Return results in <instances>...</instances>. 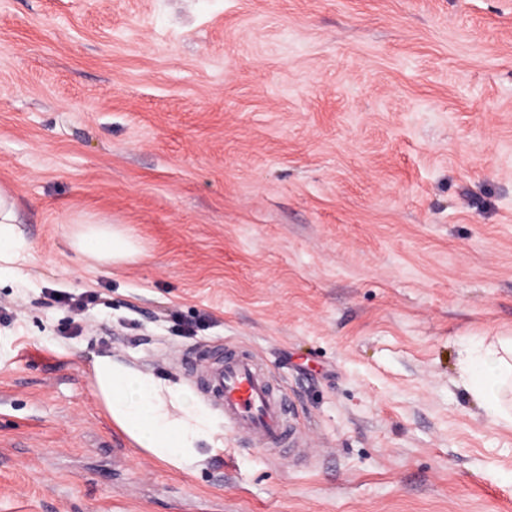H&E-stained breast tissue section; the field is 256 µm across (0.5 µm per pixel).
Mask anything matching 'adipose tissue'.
Returning <instances> with one entry per match:
<instances>
[{
  "mask_svg": "<svg viewBox=\"0 0 512 512\" xmlns=\"http://www.w3.org/2000/svg\"><path fill=\"white\" fill-rule=\"evenodd\" d=\"M21 221L15 193L0 186V268H11L20 258ZM69 239L77 253L104 267L145 255L127 230L103 220L74 224ZM465 374L487 415L496 424L512 428V345L468 356ZM91 376L107 417L134 447L184 470L203 461V449L223 447V430L189 390L109 355L95 358Z\"/></svg>",
  "mask_w": 512,
  "mask_h": 512,
  "instance_id": "obj_1",
  "label": "adipose tissue"
}]
</instances>
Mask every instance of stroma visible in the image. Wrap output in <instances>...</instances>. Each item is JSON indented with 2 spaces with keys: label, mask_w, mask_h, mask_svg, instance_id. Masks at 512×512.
<instances>
[{
  "label": "stroma",
  "mask_w": 512,
  "mask_h": 512,
  "mask_svg": "<svg viewBox=\"0 0 512 512\" xmlns=\"http://www.w3.org/2000/svg\"><path fill=\"white\" fill-rule=\"evenodd\" d=\"M0 184V512H512L463 363L512 340V0H0ZM87 217L146 258L78 254ZM228 345L299 452L186 471L99 404L109 354L222 422ZM22 222L15 193L0 186V275L2 267L11 269L20 258L21 234L17 224Z\"/></svg>",
  "instance_id": "stroma-1"
}]
</instances>
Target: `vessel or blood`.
I'll list each match as a JSON object with an SVG mask.
<instances>
[{
	"mask_svg": "<svg viewBox=\"0 0 512 512\" xmlns=\"http://www.w3.org/2000/svg\"><path fill=\"white\" fill-rule=\"evenodd\" d=\"M208 395L222 406L229 427L258 449L286 445L287 396L251 352L225 349L222 364L210 373Z\"/></svg>",
	"mask_w": 512,
	"mask_h": 512,
	"instance_id": "vessel-or-blood-1",
	"label": "vessel or blood"
}]
</instances>
